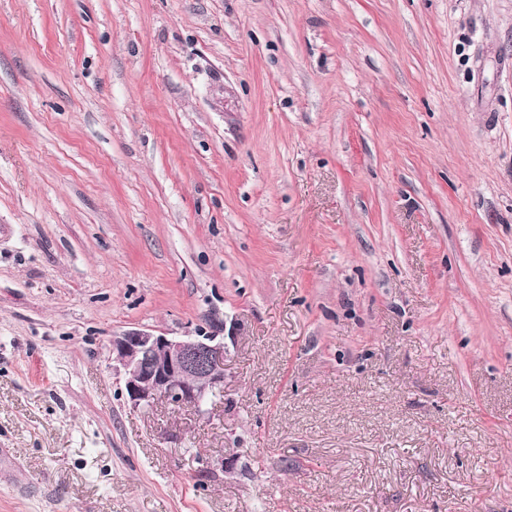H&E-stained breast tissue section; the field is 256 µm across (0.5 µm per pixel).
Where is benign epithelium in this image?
I'll list each match as a JSON object with an SVG mask.
<instances>
[{
    "instance_id": "benign-epithelium-1",
    "label": "benign epithelium",
    "mask_w": 512,
    "mask_h": 512,
    "mask_svg": "<svg viewBox=\"0 0 512 512\" xmlns=\"http://www.w3.org/2000/svg\"><path fill=\"white\" fill-rule=\"evenodd\" d=\"M111 345L135 407L159 399L199 407L209 396L224 392V339L214 333L173 336L130 328L113 335Z\"/></svg>"
}]
</instances>
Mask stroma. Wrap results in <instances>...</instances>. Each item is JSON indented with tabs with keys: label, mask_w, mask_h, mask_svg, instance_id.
Wrapping results in <instances>:
<instances>
[{
	"label": "stroma",
	"mask_w": 512,
	"mask_h": 512,
	"mask_svg": "<svg viewBox=\"0 0 512 512\" xmlns=\"http://www.w3.org/2000/svg\"><path fill=\"white\" fill-rule=\"evenodd\" d=\"M2 224L0 512H512V0H0ZM111 345L134 407L161 399L199 408L209 395L224 393V339L217 334L130 328L113 334Z\"/></svg>",
	"instance_id": "1"
}]
</instances>
